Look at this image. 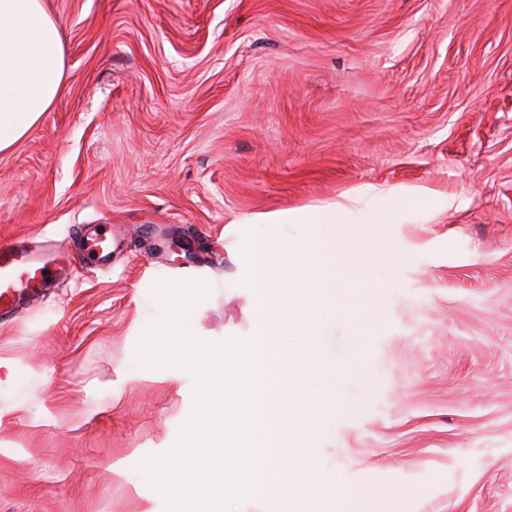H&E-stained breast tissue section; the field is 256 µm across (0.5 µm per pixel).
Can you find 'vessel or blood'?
<instances>
[{"mask_svg": "<svg viewBox=\"0 0 512 512\" xmlns=\"http://www.w3.org/2000/svg\"><path fill=\"white\" fill-rule=\"evenodd\" d=\"M76 234L85 260L107 266L120 240L104 224L78 225ZM66 262L61 254H48L31 235L0 244V321H8L42 297L46 287L61 276Z\"/></svg>", "mask_w": 512, "mask_h": 512, "instance_id": "b4317fda", "label": "vessel or blood"}]
</instances>
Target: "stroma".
I'll return each instance as SVG.
<instances>
[{
	"instance_id": "stroma-1",
	"label": "stroma",
	"mask_w": 512,
	"mask_h": 512,
	"mask_svg": "<svg viewBox=\"0 0 512 512\" xmlns=\"http://www.w3.org/2000/svg\"><path fill=\"white\" fill-rule=\"evenodd\" d=\"M62 89L0 152V239L73 253L0 323V512H166L140 470L194 409L134 360L159 286L198 339L250 337L228 225L375 188L392 248L322 338L327 492L368 512H512V0H43ZM80 224H119L107 268ZM380 319L364 318L367 301Z\"/></svg>"
}]
</instances>
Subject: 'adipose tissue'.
I'll return each mask as SVG.
<instances>
[{
    "instance_id": "1",
    "label": "adipose tissue",
    "mask_w": 512,
    "mask_h": 512,
    "mask_svg": "<svg viewBox=\"0 0 512 512\" xmlns=\"http://www.w3.org/2000/svg\"><path fill=\"white\" fill-rule=\"evenodd\" d=\"M64 74L60 30L42 0H0V152L40 121Z\"/></svg>"
}]
</instances>
